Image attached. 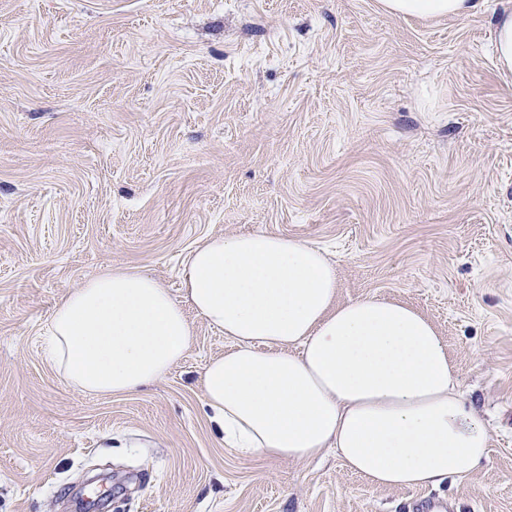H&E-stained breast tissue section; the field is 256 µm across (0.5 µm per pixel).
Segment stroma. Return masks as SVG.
Returning <instances> with one entry per match:
<instances>
[{
  "mask_svg": "<svg viewBox=\"0 0 512 512\" xmlns=\"http://www.w3.org/2000/svg\"><path fill=\"white\" fill-rule=\"evenodd\" d=\"M379 0H0V512H512V72L497 13ZM249 232L322 249L336 301L409 303L448 346L489 454L436 487L335 451L244 458L206 415L193 343L139 392H80L45 331L109 268L172 293ZM382 9L396 16L459 17L476 11L479 0H379ZM494 50L499 67L512 71V9L505 8L497 16L494 27Z\"/></svg>",
  "mask_w": 512,
  "mask_h": 512,
  "instance_id": "stroma-1",
  "label": "stroma"
}]
</instances>
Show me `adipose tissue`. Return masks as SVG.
Here are the masks:
<instances>
[{
	"mask_svg": "<svg viewBox=\"0 0 512 512\" xmlns=\"http://www.w3.org/2000/svg\"><path fill=\"white\" fill-rule=\"evenodd\" d=\"M396 16L459 17L479 0H380ZM336 269L308 243L252 232L188 254L181 296L116 269L57 305L47 329L56 367L79 391L122 395L164 376L193 342L183 306L231 346L205 367L209 417L243 457L305 461L336 449L378 485L418 488L486 457L448 348L402 301L336 302Z\"/></svg>",
	"mask_w": 512,
	"mask_h": 512,
	"instance_id": "obj_1",
	"label": "adipose tissue"
}]
</instances>
